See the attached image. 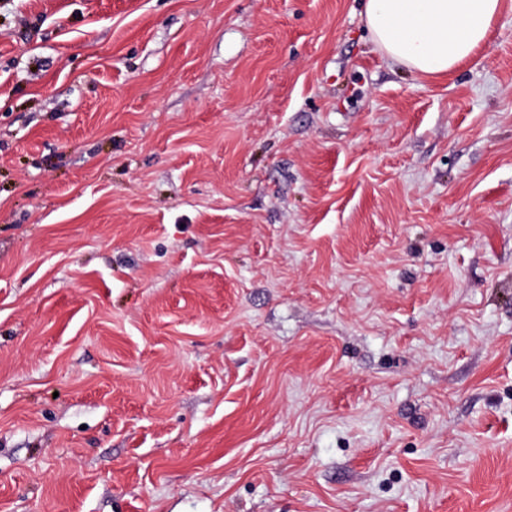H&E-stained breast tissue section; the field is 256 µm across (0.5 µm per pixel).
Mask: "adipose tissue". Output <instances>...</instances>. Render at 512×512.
I'll list each match as a JSON object with an SVG mask.
<instances>
[{"mask_svg": "<svg viewBox=\"0 0 512 512\" xmlns=\"http://www.w3.org/2000/svg\"><path fill=\"white\" fill-rule=\"evenodd\" d=\"M503 0H366L371 37L390 61L442 76L490 38Z\"/></svg>", "mask_w": 512, "mask_h": 512, "instance_id": "ef3b65f1", "label": "adipose tissue"}]
</instances>
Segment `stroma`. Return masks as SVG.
Listing matches in <instances>:
<instances>
[{
	"instance_id": "stroma-1",
	"label": "stroma",
	"mask_w": 512,
	"mask_h": 512,
	"mask_svg": "<svg viewBox=\"0 0 512 512\" xmlns=\"http://www.w3.org/2000/svg\"><path fill=\"white\" fill-rule=\"evenodd\" d=\"M362 3L0 0V512H512V10ZM371 37L390 61L442 76L490 38L502 0H365Z\"/></svg>"
}]
</instances>
